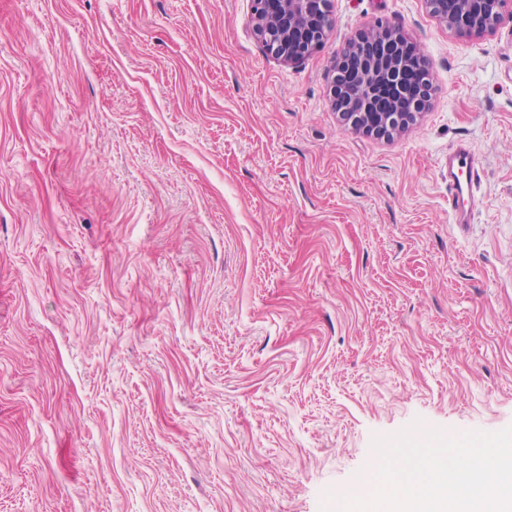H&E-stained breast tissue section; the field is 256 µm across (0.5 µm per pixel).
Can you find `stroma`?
Instances as JSON below:
<instances>
[{"instance_id": "stroma-1", "label": "stroma", "mask_w": 512, "mask_h": 512, "mask_svg": "<svg viewBox=\"0 0 512 512\" xmlns=\"http://www.w3.org/2000/svg\"><path fill=\"white\" fill-rule=\"evenodd\" d=\"M332 18L288 67L252 0H0V512H321L374 436L512 426V17ZM378 21L434 87L389 140L329 100ZM478 161L466 145L458 146L448 155V209L460 226L469 223L476 202L473 194V178Z\"/></svg>"}]
</instances>
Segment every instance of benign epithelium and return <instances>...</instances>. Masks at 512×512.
I'll list each match as a JSON object with an SVG mask.
<instances>
[{
	"instance_id": "obj_1",
	"label": "benign epithelium",
	"mask_w": 512,
	"mask_h": 512,
	"mask_svg": "<svg viewBox=\"0 0 512 512\" xmlns=\"http://www.w3.org/2000/svg\"><path fill=\"white\" fill-rule=\"evenodd\" d=\"M429 12L456 35L493 34L512 0H425ZM332 0H253V29L267 51L296 65L320 49L329 33ZM406 37L380 22L357 33L336 57L330 88L333 108L352 117L353 130L390 136L416 117L429 90L426 58L410 69Z\"/></svg>"
}]
</instances>
